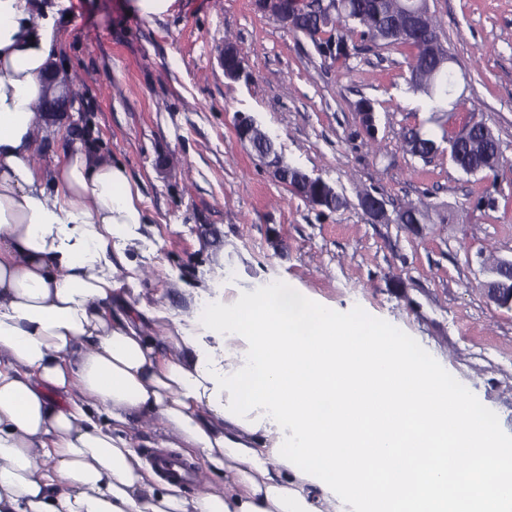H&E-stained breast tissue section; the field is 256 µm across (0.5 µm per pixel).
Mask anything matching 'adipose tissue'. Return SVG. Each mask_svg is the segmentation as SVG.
Listing matches in <instances>:
<instances>
[{
    "instance_id": "obj_1",
    "label": "adipose tissue",
    "mask_w": 512,
    "mask_h": 512,
    "mask_svg": "<svg viewBox=\"0 0 512 512\" xmlns=\"http://www.w3.org/2000/svg\"><path fill=\"white\" fill-rule=\"evenodd\" d=\"M39 0H0V512H512L495 422L397 328L277 289L167 327L132 304L127 171L37 160L52 71ZM199 463L193 496L136 430Z\"/></svg>"
}]
</instances>
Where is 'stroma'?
Instances as JSON below:
<instances>
[{
	"label": "stroma",
	"instance_id": "obj_1",
	"mask_svg": "<svg viewBox=\"0 0 512 512\" xmlns=\"http://www.w3.org/2000/svg\"><path fill=\"white\" fill-rule=\"evenodd\" d=\"M58 71L77 77L70 112L43 143L52 170L91 137L124 164L146 219L140 251L154 275L139 299L190 315L197 290L249 294L277 284L411 336L512 436V311L488 301V270L512 260V0H431L454 73L458 112L435 137L483 117L501 145L496 171L463 172L440 152L414 156L405 131L430 102L408 83L402 50L376 46L332 65L303 34L252 0H49ZM233 43L245 74L226 78L217 49ZM376 107L374 137L355 112ZM269 132L291 165L321 178L347 205L331 212L279 184L238 141L236 113ZM388 214L417 207L423 228L376 224L363 193ZM495 198V208L478 206Z\"/></svg>",
	"mask_w": 512,
	"mask_h": 512
}]
</instances>
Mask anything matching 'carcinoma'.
I'll list each match as a JSON object with an SVG mask.
<instances>
[{
    "instance_id": "obj_1",
    "label": "carcinoma",
    "mask_w": 512,
    "mask_h": 512,
    "mask_svg": "<svg viewBox=\"0 0 512 512\" xmlns=\"http://www.w3.org/2000/svg\"><path fill=\"white\" fill-rule=\"evenodd\" d=\"M336 3V19L315 25L309 31L308 37L317 48L329 50L328 59L342 67L348 65L355 52L372 46L409 50L411 85L431 101L426 123L444 128L458 106V101L451 99L452 91L448 89V66H440L445 57L432 55L419 44L401 39L390 31L395 16L412 4V0H336ZM454 140L453 136H442V141L448 143L449 157L458 168L469 174L491 170L487 163L488 150H494L500 144L484 120H479L472 127L468 142L457 153L453 150ZM407 141L411 153L422 159H430L440 150L439 142L422 124L408 130ZM296 194L306 198L320 196L323 198L322 206L333 212L346 204L341 194H331L330 186L319 178L299 182Z\"/></svg>"
}]
</instances>
